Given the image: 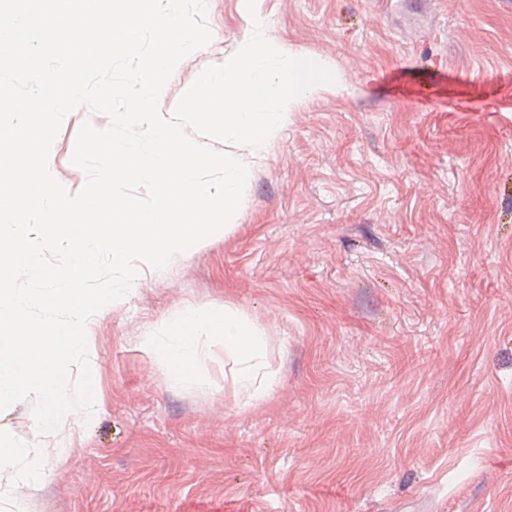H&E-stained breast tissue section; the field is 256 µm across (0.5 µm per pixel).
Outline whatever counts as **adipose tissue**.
Wrapping results in <instances>:
<instances>
[{
  "label": "adipose tissue",
  "mask_w": 512,
  "mask_h": 512,
  "mask_svg": "<svg viewBox=\"0 0 512 512\" xmlns=\"http://www.w3.org/2000/svg\"><path fill=\"white\" fill-rule=\"evenodd\" d=\"M223 343L235 359L232 375L235 403L247 410L267 403L275 385L265 376L269 338L265 331L231 306H188L171 313L159 336H146L141 350L164 364L173 383L192 380L193 370L204 354L203 341ZM39 453L0 437V501L16 502L30 478L43 475Z\"/></svg>",
  "instance_id": "1"
}]
</instances>
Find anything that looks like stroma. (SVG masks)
I'll use <instances>...</instances> for the list:
<instances>
[{
    "label": "stroma",
    "instance_id": "35a3bbf8",
    "mask_svg": "<svg viewBox=\"0 0 512 512\" xmlns=\"http://www.w3.org/2000/svg\"><path fill=\"white\" fill-rule=\"evenodd\" d=\"M207 0L211 42L170 114L252 33ZM269 40L337 74L250 170L235 224L87 326L90 420L0 435L44 456L23 512H512V0H259ZM80 108L53 143L71 162ZM230 305L271 339L273 399L237 409L211 343L176 385L140 349L170 313Z\"/></svg>",
    "mask_w": 512,
    "mask_h": 512
}]
</instances>
